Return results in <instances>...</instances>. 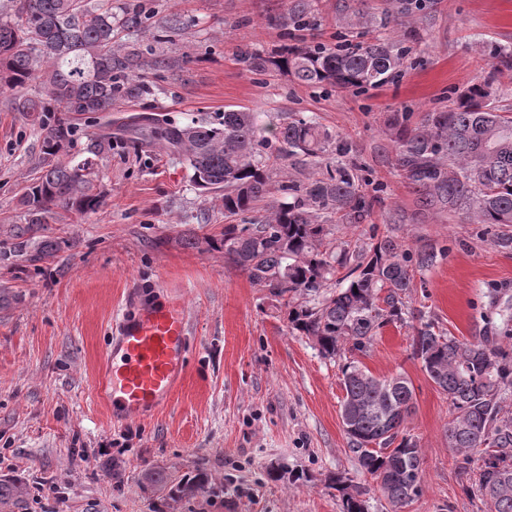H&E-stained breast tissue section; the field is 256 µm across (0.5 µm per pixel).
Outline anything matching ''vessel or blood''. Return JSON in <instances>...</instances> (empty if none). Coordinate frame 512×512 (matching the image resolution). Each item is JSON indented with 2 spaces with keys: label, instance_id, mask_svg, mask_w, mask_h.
Wrapping results in <instances>:
<instances>
[{
  "label": "vessel or blood",
  "instance_id": "vessel-or-blood-1",
  "mask_svg": "<svg viewBox=\"0 0 512 512\" xmlns=\"http://www.w3.org/2000/svg\"><path fill=\"white\" fill-rule=\"evenodd\" d=\"M189 347L184 305L160 304L131 289L112 326L110 360L97 385L113 421L133 422L165 407L184 376Z\"/></svg>",
  "mask_w": 512,
  "mask_h": 512
}]
</instances>
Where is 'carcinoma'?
<instances>
[{
  "mask_svg": "<svg viewBox=\"0 0 512 512\" xmlns=\"http://www.w3.org/2000/svg\"><path fill=\"white\" fill-rule=\"evenodd\" d=\"M343 21L354 29L373 24V16L355 10ZM114 24L112 0H15L13 13L0 20V87L17 93L15 108L41 131L40 175L20 200L24 223L10 229L18 252L27 253V235L43 225L99 209L96 158L118 143L146 145L184 164L202 193L221 198L227 224L216 247L252 284L283 301L289 332L311 339L322 356L362 352L379 329L404 322L415 274L433 265L436 253H408L389 235L375 243L328 239V225L363 224L370 207L360 195L359 169L345 159L348 148L308 117L278 123L273 148L249 112L226 110L211 121L186 123L133 115L118 136L110 128L92 135L82 156L87 166L76 169L77 129L69 114L105 112L116 100L147 91L134 78L146 66L143 55L134 44L114 43ZM404 58V48L381 37L352 48L318 42L284 45L264 58L245 55L254 66L270 63L300 83L356 92L401 75ZM492 68L448 109L425 113L414 127L409 114L396 112L387 130L397 168L423 205L472 224L512 225V114L495 105L494 88V71L512 69V49L498 48ZM34 82L39 90L30 95ZM288 157L311 168L312 177L293 179L283 164ZM332 280L342 287L329 290ZM297 294L314 296V303L293 301ZM412 351L448 397L449 450L467 463L480 457L474 486L487 512H512V490H499L504 476L512 479V414L501 389L512 380V315L503 316L493 337L471 340L425 322ZM341 372V409L353 411L346 434L365 477L332 479L341 512H367L374 486L366 477L384 474L379 491L392 512H403L423 491L422 448L404 426L413 385L402 375L377 378L354 361ZM148 483L170 484L169 499L177 502L198 493L205 478L200 472L174 482L157 470ZM27 495L23 482L0 479L1 507L20 506Z\"/></svg>",
  "mask_w": 512,
  "mask_h": 512,
  "instance_id": "carcinoma-1",
  "label": "carcinoma"
}]
</instances>
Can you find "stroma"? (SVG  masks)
Returning <instances> with one entry per match:
<instances>
[{"label": "stroma", "mask_w": 512, "mask_h": 512, "mask_svg": "<svg viewBox=\"0 0 512 512\" xmlns=\"http://www.w3.org/2000/svg\"><path fill=\"white\" fill-rule=\"evenodd\" d=\"M297 0H112L117 42H133L149 62L147 94L111 111L75 114L76 151L108 122L130 115L207 119L250 112L262 133L291 114L314 117L340 136L363 169L373 212L362 224H334L336 241L391 235L435 263L418 273L412 305L457 338L484 335L512 300V226L468 223L422 207L396 166L386 123L395 112L419 123L447 109L458 91L487 76L495 48L512 46V0H421L418 36L406 41L404 71L361 92L308 87L242 52L269 55L298 39L355 44L342 14L381 15L386 0H310L307 27L284 24ZM176 18L178 31L162 33ZM0 88V476L24 482L19 512H340L328 480L358 475L341 419L339 359L289 333L285 310L267 289L208 242L224 232L221 201L190 182L170 157L114 147L96 160L100 208L47 224L36 240L61 249L37 263L13 250L18 198L37 175L40 131ZM199 240L191 247L189 238ZM159 302L183 300L189 319L186 374L169 404L129 424L110 419L95 393L104 374L112 321L130 289ZM411 325L382 328L352 357L374 376L401 374L414 387L407 430L424 452L423 494L405 512H486L470 491L471 469L448 449V398L412 356ZM289 476L269 477L270 466ZM172 478L205 472V492L170 505L147 489L145 473Z\"/></svg>", "instance_id": "stroma-1"}]
</instances>
